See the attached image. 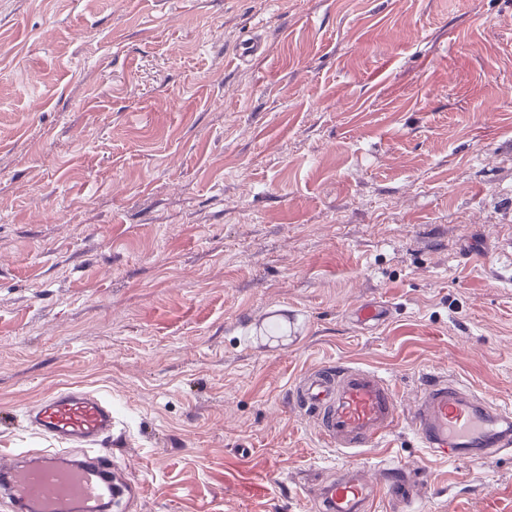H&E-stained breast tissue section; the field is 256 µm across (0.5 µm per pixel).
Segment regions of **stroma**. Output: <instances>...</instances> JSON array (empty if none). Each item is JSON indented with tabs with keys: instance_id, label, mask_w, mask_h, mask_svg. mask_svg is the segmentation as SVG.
Wrapping results in <instances>:
<instances>
[{
	"instance_id": "obj_1",
	"label": "stroma",
	"mask_w": 512,
	"mask_h": 512,
	"mask_svg": "<svg viewBox=\"0 0 512 512\" xmlns=\"http://www.w3.org/2000/svg\"><path fill=\"white\" fill-rule=\"evenodd\" d=\"M336 362L512 407V0H0V450L96 390L126 512H314L346 459L290 387ZM358 465L512 512L507 451Z\"/></svg>"
}]
</instances>
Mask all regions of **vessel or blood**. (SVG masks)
Listing matches in <instances>:
<instances>
[{
	"label": "vessel or blood",
	"mask_w": 512,
	"mask_h": 512,
	"mask_svg": "<svg viewBox=\"0 0 512 512\" xmlns=\"http://www.w3.org/2000/svg\"><path fill=\"white\" fill-rule=\"evenodd\" d=\"M291 398L327 445L353 458L377 447L404 419L424 448L449 460L475 453L493 458L512 449V410L487 403L450 377L431 378L406 410L392 384L377 372L324 364L295 381ZM30 423L45 437L78 443L82 456L70 463L62 451L50 448L24 462L19 453L0 454V496L9 498L16 512H107L121 493L141 496L142 483L117 486L103 460L99 445L111 437L116 413L100 392L50 393ZM387 489L350 465L338 478L310 489L309 497L316 512H371Z\"/></svg>",
	"instance_id": "obj_1"
}]
</instances>
